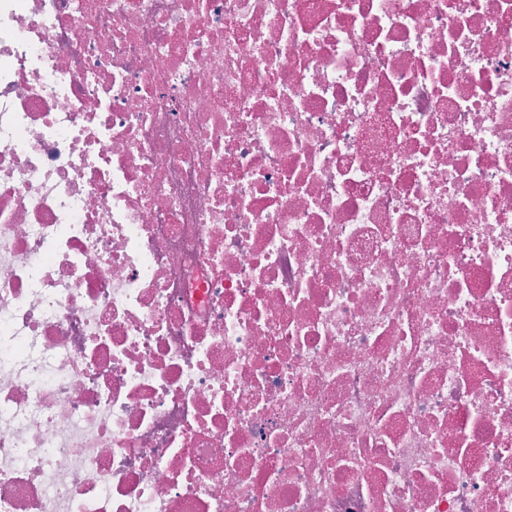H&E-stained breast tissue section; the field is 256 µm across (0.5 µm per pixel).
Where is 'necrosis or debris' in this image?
Instances as JSON below:
<instances>
[{
  "label": "necrosis or debris",
  "mask_w": 512,
  "mask_h": 512,
  "mask_svg": "<svg viewBox=\"0 0 512 512\" xmlns=\"http://www.w3.org/2000/svg\"><path fill=\"white\" fill-rule=\"evenodd\" d=\"M0 512H512V0H0Z\"/></svg>",
  "instance_id": "4bbe7bcc"
}]
</instances>
